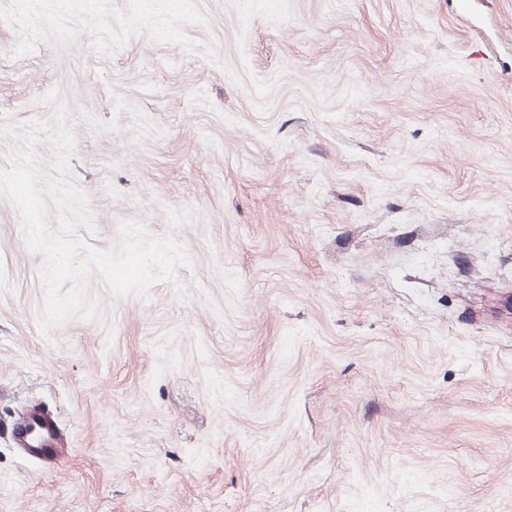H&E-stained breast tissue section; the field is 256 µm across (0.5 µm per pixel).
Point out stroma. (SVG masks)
<instances>
[{"label": "stroma", "instance_id": "1", "mask_svg": "<svg viewBox=\"0 0 512 512\" xmlns=\"http://www.w3.org/2000/svg\"><path fill=\"white\" fill-rule=\"evenodd\" d=\"M456 2L0 0V125L189 256L46 336L0 195V512H512V0ZM10 438L16 448L45 464L68 454L69 442L56 417L39 407H31L10 425Z\"/></svg>", "mask_w": 512, "mask_h": 512}]
</instances>
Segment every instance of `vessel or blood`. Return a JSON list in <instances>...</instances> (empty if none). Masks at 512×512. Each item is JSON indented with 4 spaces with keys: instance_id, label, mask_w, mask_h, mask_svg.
<instances>
[{
    "instance_id": "vessel-or-blood-1",
    "label": "vessel or blood",
    "mask_w": 512,
    "mask_h": 512,
    "mask_svg": "<svg viewBox=\"0 0 512 512\" xmlns=\"http://www.w3.org/2000/svg\"><path fill=\"white\" fill-rule=\"evenodd\" d=\"M15 447L46 464L67 455L69 442L55 416L38 407L30 408L10 426Z\"/></svg>"
}]
</instances>
